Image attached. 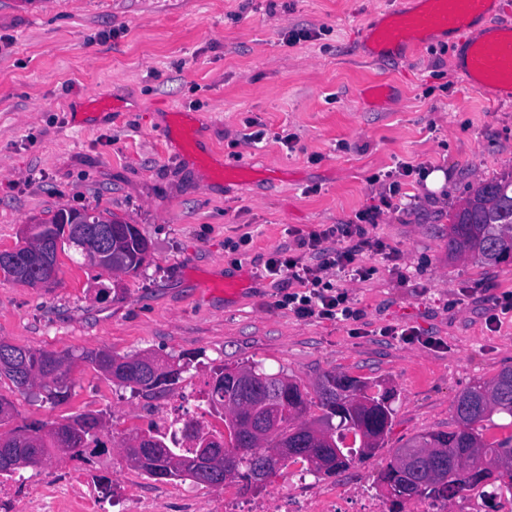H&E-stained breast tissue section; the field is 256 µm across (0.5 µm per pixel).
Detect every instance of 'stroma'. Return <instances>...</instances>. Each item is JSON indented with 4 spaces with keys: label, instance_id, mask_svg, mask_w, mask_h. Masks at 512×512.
I'll return each mask as SVG.
<instances>
[{
    "label": "stroma",
    "instance_id": "stroma-1",
    "mask_svg": "<svg viewBox=\"0 0 512 512\" xmlns=\"http://www.w3.org/2000/svg\"><path fill=\"white\" fill-rule=\"evenodd\" d=\"M400 0H0V250L69 206L137 225L150 253L135 275L59 257L52 288L0 276V340L31 349L148 352L188 363L171 393L146 396L75 363L72 396L51 405L0 378L15 424L102 415L106 451L91 473L122 493L128 477L161 512H205L223 492L138 474L119 435L145 432L210 371L252 364L305 386L324 373L380 381L392 393L384 445L347 476L377 480L397 448L449 431L455 397L512 367V264L448 256L451 216L478 183L512 170V97L487 100L454 45L388 44L372 57L361 17ZM301 39L289 43L292 33ZM192 120L196 146L179 132ZM291 144H284V136ZM366 225L367 274L346 289L357 318L301 319L280 306L267 259L310 233L379 206ZM444 174L438 188L426 177ZM383 249H375V242ZM497 328H489L492 316ZM413 328L406 343L390 328Z\"/></svg>",
    "mask_w": 512,
    "mask_h": 512
}]
</instances>
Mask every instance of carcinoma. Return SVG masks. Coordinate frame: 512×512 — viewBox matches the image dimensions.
<instances>
[{"label":"carcinoma","mask_w":512,"mask_h":512,"mask_svg":"<svg viewBox=\"0 0 512 512\" xmlns=\"http://www.w3.org/2000/svg\"><path fill=\"white\" fill-rule=\"evenodd\" d=\"M472 211L461 224L448 225V257H469L481 264L497 267L512 262V171L480 183L467 198ZM112 238L122 243L121 265L123 272L136 273L143 266L149 244L135 224H117L112 227ZM12 357L10 368L0 371L16 387L27 389L40 381L45 401L60 405L71 397V380L75 360L80 359L94 366L106 378H116L146 396H162L174 390L182 379L184 367L163 361L155 356L151 361L156 368L141 361V356H129L133 364L129 373L114 374L113 361L117 355L104 350L84 351L79 355L69 352L33 350L10 343L4 344ZM244 371L255 376L252 381L240 382L233 370L226 367L213 369L208 382L207 402L213 412L224 418L218 406L227 404L243 418L249 409L263 405L279 393H287L281 402V426L263 439L241 429L223 443L224 433L202 427L188 428L183 435L129 434L125 441L143 438L149 452L127 460L153 479L186 480L214 485L227 479L243 481L246 492L263 485L277 473L271 468L260 473L253 466L251 457L259 450L278 448H308L310 452L300 458L307 463V471L317 478L332 477L350 467L357 458L374 455L383 447L392 408L391 394L385 390L374 395L370 390L375 384L328 373L313 387V391L284 374H268L254 366ZM315 394L322 415L306 417L312 404L310 394ZM456 428L448 432H425L414 436L405 447L431 448L428 455L431 465L440 472L437 479L419 486L415 496L438 495L448 499L465 487L482 483L498 474V479H509L512 484V439L490 442L483 434L481 422L495 414L512 418V368L502 369L489 383L477 382L462 391L453 403ZM99 422L92 414H79L61 421H34L11 431V457L0 449V475H14L20 469L38 465L52 458L85 453L94 455L106 448L101 433H90L88 422ZM212 439L213 458L217 464L215 475L190 471L181 466L180 460L192 458L197 438ZM411 473L394 459L378 477L386 489L390 503L389 512H402L403 499Z\"/></svg>","instance_id":"carcinoma-1"}]
</instances>
